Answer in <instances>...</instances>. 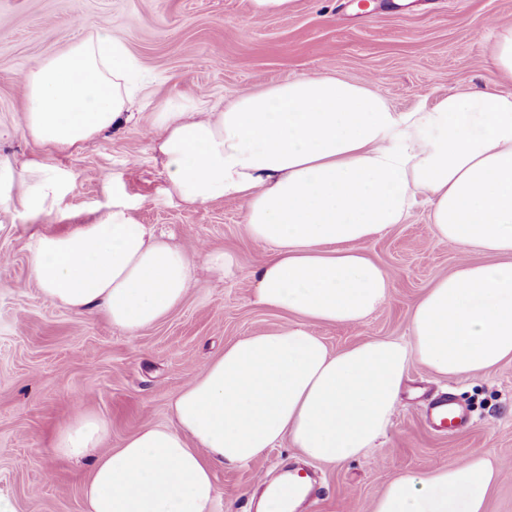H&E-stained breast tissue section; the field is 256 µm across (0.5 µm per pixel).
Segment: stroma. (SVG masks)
<instances>
[{"mask_svg":"<svg viewBox=\"0 0 512 512\" xmlns=\"http://www.w3.org/2000/svg\"><path fill=\"white\" fill-rule=\"evenodd\" d=\"M97 26L126 47L138 73L130 119L81 148L43 153L21 132V75ZM504 26H512V0H293L288 12L263 18L252 16L250 0H0V159L18 166L40 155L73 175L52 213L0 211V256L8 258L0 263V497L15 512H83L90 463L55 454L61 427L81 412L98 416L110 427L104 448L120 447L145 425L170 423L174 397L225 346L286 322L252 301V274L271 248L249 236L243 203L188 207L166 196L153 149L156 112L185 102L213 112L242 94L324 72L372 86L399 112L461 90L512 93L490 57ZM116 196L135 223L171 234L196 261L184 301L133 335L103 314L78 315L45 299L30 265L36 237L96 222ZM365 249L393 286L365 323L315 326L334 352L374 337L409 339L414 301L468 258L438 243L423 199ZM216 251L230 258L221 272L204 262ZM441 393L467 408L469 428L428 426L425 409ZM475 451L499 471L487 512H512V361L453 380L410 363L376 448L342 463H308L319 483L305 512H372L390 479ZM303 461L284 440L248 465L217 468L215 512H257L264 484Z\"/></svg>","mask_w":512,"mask_h":512,"instance_id":"35a3bbf8","label":"stroma"}]
</instances>
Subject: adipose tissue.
Instances as JSON below:
<instances>
[{
  "label": "adipose tissue",
  "mask_w": 512,
  "mask_h": 512,
  "mask_svg": "<svg viewBox=\"0 0 512 512\" xmlns=\"http://www.w3.org/2000/svg\"><path fill=\"white\" fill-rule=\"evenodd\" d=\"M131 60L96 30L24 75V133L46 150L79 147L127 119ZM154 148L168 197L233 198L249 235L270 245L256 304L287 315L243 337L174 398L173 423L148 425L107 452L106 420L77 414L57 433L62 457L92 467L85 512H214L215 470L249 463L282 439L311 460L369 452L386 433L409 362L451 379L512 361V94L451 93L397 112L369 87L328 74L237 97L207 117L160 112ZM69 173L37 156L0 160V208L52 213ZM22 184L21 198L7 186ZM441 243L493 256L466 261L414 303L410 338L330 352L312 327L359 325L387 300L391 276L365 245L403 223L417 195ZM42 295L99 312L133 334L164 319L193 286V260L129 208L43 235L30 248ZM499 477L489 455L390 480L372 512H486Z\"/></svg>",
  "instance_id": "ef3b65f1"
}]
</instances>
